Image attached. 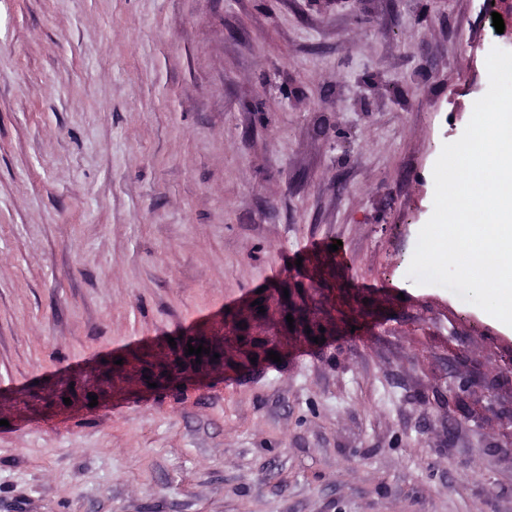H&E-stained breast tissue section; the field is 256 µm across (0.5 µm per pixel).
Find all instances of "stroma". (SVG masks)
Here are the masks:
<instances>
[{
	"label": "stroma",
	"instance_id": "35a3bbf8",
	"mask_svg": "<svg viewBox=\"0 0 512 512\" xmlns=\"http://www.w3.org/2000/svg\"><path fill=\"white\" fill-rule=\"evenodd\" d=\"M500 44L483 0H0V512H512V326L407 276Z\"/></svg>",
	"mask_w": 512,
	"mask_h": 512
}]
</instances>
